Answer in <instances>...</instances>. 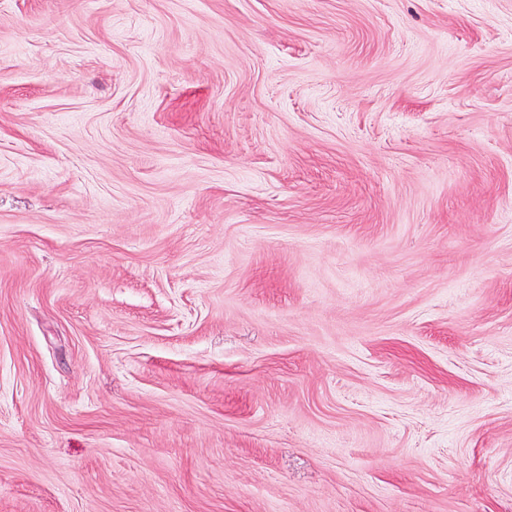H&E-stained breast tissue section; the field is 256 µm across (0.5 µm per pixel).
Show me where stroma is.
Here are the masks:
<instances>
[{
    "label": "stroma",
    "mask_w": 512,
    "mask_h": 512,
    "mask_svg": "<svg viewBox=\"0 0 512 512\" xmlns=\"http://www.w3.org/2000/svg\"><path fill=\"white\" fill-rule=\"evenodd\" d=\"M0 512H512V0H0Z\"/></svg>",
    "instance_id": "stroma-1"
}]
</instances>
